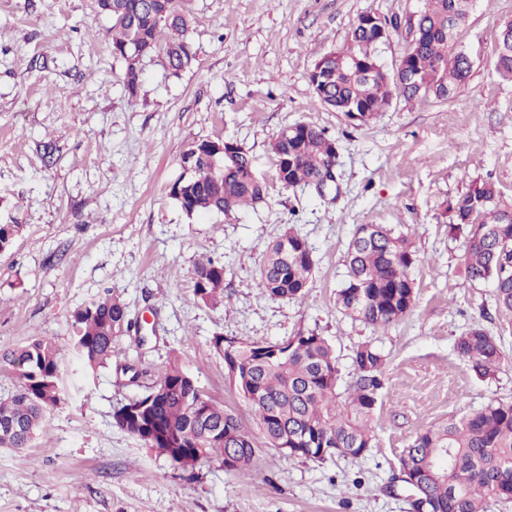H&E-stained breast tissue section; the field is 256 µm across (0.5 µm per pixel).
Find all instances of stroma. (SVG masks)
Instances as JSON below:
<instances>
[{
    "label": "stroma",
    "instance_id": "1",
    "mask_svg": "<svg viewBox=\"0 0 512 512\" xmlns=\"http://www.w3.org/2000/svg\"><path fill=\"white\" fill-rule=\"evenodd\" d=\"M423 0H188L194 64L170 74L145 60L136 98L113 57L94 0H0V206L25 230L0 253V353L34 336L63 361L65 402L25 452L0 447V512H411L400 457L418 432L512 402V322L494 287L463 274V239L448 206L474 180L512 201V81L494 66L512 0H475L459 42L473 66L446 100L396 95L368 124L350 123L314 93L308 74L340 49L365 13L395 24L381 48L388 70ZM304 123L334 140L338 193L284 187L271 142ZM201 139H230L266 184L263 202L232 216H187L170 198L181 156ZM56 160L43 161L45 144ZM407 235L415 305L376 329L344 316L336 293L356 226ZM315 256L304 299H275L255 277L286 227ZM224 263V301L194 293L197 263ZM117 290L140 327L118 360L143 376L78 359L71 315L103 288ZM479 325L505 360L481 377L455 350ZM312 331L334 347L342 386L357 345L385 358L384 390L360 457L288 460L269 447L231 385L216 335L283 341ZM253 431L251 470L204 461L186 472L116 427L115 408L143 394L170 361Z\"/></svg>",
    "mask_w": 512,
    "mask_h": 512
}]
</instances>
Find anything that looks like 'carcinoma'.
Wrapping results in <instances>:
<instances>
[{
	"mask_svg": "<svg viewBox=\"0 0 512 512\" xmlns=\"http://www.w3.org/2000/svg\"><path fill=\"white\" fill-rule=\"evenodd\" d=\"M96 12L111 21L112 55L124 63L122 83L137 96L142 62L159 58L176 75L195 59L187 33V0H95ZM471 0H425L406 24L405 47L396 74L385 68L372 36L355 26L346 47L332 51L351 66L330 70L317 96L350 118V105L364 108L358 124L369 123L390 102L393 92L407 100H446L464 84L472 69L468 53L457 47ZM496 72L512 79V19L502 22L495 57ZM213 142L194 143L181 156L189 175L176 181L169 195L187 215H229L266 195V185L252 171L249 155L212 164ZM330 139L323 131L296 124L272 143L283 160L277 177L288 188L310 185L329 175ZM452 231L463 235L466 279L472 285L492 281L499 309L512 318V203L494 185L474 180L449 205ZM24 225L16 217L0 222V252L8 250ZM308 242L293 230L266 250L256 286L276 299L298 300L312 279L315 263ZM416 255L403 235L376 224H360L347 251V278L336 305L347 316L387 328L414 304L409 271ZM194 291L206 305L224 301V264L207 259L196 267ZM74 347L92 369L112 366L119 344L132 328L128 307L110 288L91 297L72 314ZM224 358L230 383L250 405L270 447L290 459L324 461L359 457L372 447L370 420L384 388V355L372 344L357 346L354 377L346 393L333 346L313 332H299L276 342L241 338L212 339ZM458 355L486 376L504 360L496 337L474 327L458 337ZM0 359L19 369L20 388L0 397V422L23 428L0 431V447L27 448L47 411L64 401L62 362L54 343L31 339ZM114 424L187 471L203 460H218L227 471L253 466L252 434L224 404L205 395L177 362L169 364L154 386L114 410ZM400 468L424 471L423 486L411 488L414 504L425 512H486V502L512 501V403L492 400L483 408L419 432L400 459Z\"/></svg>",
	"mask_w": 512,
	"mask_h": 512,
	"instance_id": "cac0c4a2",
	"label": "carcinoma"
}]
</instances>
